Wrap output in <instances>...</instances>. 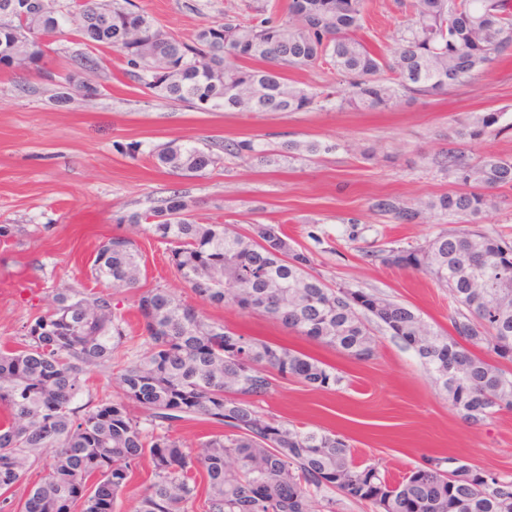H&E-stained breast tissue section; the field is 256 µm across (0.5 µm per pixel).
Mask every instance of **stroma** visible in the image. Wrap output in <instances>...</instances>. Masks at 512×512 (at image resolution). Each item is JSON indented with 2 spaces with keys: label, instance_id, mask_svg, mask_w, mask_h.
Returning <instances> with one entry per match:
<instances>
[{
  "label": "stroma",
  "instance_id": "obj_1",
  "mask_svg": "<svg viewBox=\"0 0 512 512\" xmlns=\"http://www.w3.org/2000/svg\"><path fill=\"white\" fill-rule=\"evenodd\" d=\"M167 33L182 40L236 13L242 0H134ZM405 17L396 0H371L362 39L386 48ZM103 68L93 97L59 102L57 82L24 70H0V346L21 341V327L50 307L54 293L101 291L90 267L98 247L118 233V213L145 211L179 191L197 221L279 224L329 283H346L403 302L449 328L448 292L424 272L382 265L373 250L398 241L419 244L445 223L425 209L455 190L433 160L454 147L466 155H512V60L493 65L448 94L374 112L341 108L339 98L307 112H200L171 103L127 74L123 56L97 50ZM497 111L499 130L474 142L457 131L472 113ZM252 139L273 149L270 161L228 157L202 175L183 178L156 167L154 149L170 143L223 144ZM321 140L335 152L288 160L276 150L290 141ZM378 157L365 161L363 147ZM394 198L421 206L409 224L373 208ZM145 271L137 288L113 291L129 336L123 347L143 355L136 300L161 286L211 321L309 354L333 366L344 382L332 390L280 383L257 400L265 412L299 426L343 434L355 456L380 463L393 477L432 457L458 458L512 474V412L473 426L457 413L415 352L381 331L374 356L357 361L289 334L275 322L232 307H214L174 273L163 244L136 234Z\"/></svg>",
  "mask_w": 512,
  "mask_h": 512
}]
</instances>
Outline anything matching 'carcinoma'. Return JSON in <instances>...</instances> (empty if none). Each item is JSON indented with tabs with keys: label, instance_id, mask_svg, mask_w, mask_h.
I'll return each instance as SVG.
<instances>
[{
	"label": "carcinoma",
	"instance_id": "carcinoma-1",
	"mask_svg": "<svg viewBox=\"0 0 512 512\" xmlns=\"http://www.w3.org/2000/svg\"><path fill=\"white\" fill-rule=\"evenodd\" d=\"M408 16L391 57L357 36L367 0H289L287 16L245 4L250 16L227 17L200 28L189 41L172 37L132 0H39L34 9L0 15V66L17 40L32 46L28 71L42 76L46 40L68 26L86 48L71 56L62 76L83 96L98 86L75 75L102 69L92 51L124 55L127 73L164 98L201 111L303 112L333 92L286 82V70H325L347 89L340 106L357 111L388 108L399 100L444 94L512 56L509 0H399ZM500 113L483 112L456 135L481 139ZM338 144L312 140L281 147L290 158L320 156ZM213 146L169 143L154 152L157 164L192 177L223 156L268 160L252 140ZM434 165L461 188L429 200L443 217L466 219L463 229H442L423 245L396 242L373 251L386 266L409 267L448 289L453 334L433 327L408 305L327 284L312 272V257L272 224L242 234L202 224L175 191L162 205L118 216L116 224L168 245L174 272L201 299L260 314L284 330L359 361L371 359L373 326L412 348L435 383L466 421L478 425L512 411V240L475 219L494 205L486 189L512 187V156L465 159L450 148ZM373 208L400 224L419 210L395 199ZM179 218L158 221L165 211ZM140 253L119 234L99 246L91 266L106 288L136 287ZM141 336L149 351L115 359L125 329L108 293L60 291L48 312L23 326L17 350H0V512H115L144 458L153 482L134 512H316L326 491L367 502L372 512H512V477L460 459L431 458L393 480L380 464L359 461L348 440L333 431L299 427L255 406L279 381L330 389L345 377L306 353L209 322L165 288L137 299ZM117 367L114 398L73 406L86 375ZM139 406L143 417L131 414ZM201 419L220 427L188 450L170 434L173 423ZM44 462L47 475L15 503L8 492ZM206 475L200 497L197 474Z\"/></svg>",
	"mask_w": 512,
	"mask_h": 512
}]
</instances>
